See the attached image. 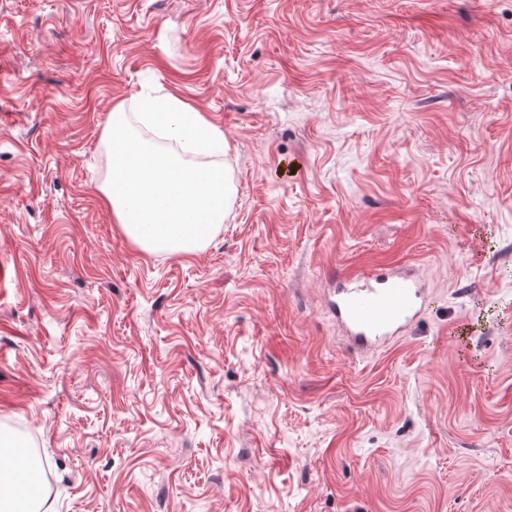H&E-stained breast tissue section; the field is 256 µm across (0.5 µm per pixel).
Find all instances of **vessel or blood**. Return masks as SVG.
Wrapping results in <instances>:
<instances>
[{
    "label": "vessel or blood",
    "mask_w": 512,
    "mask_h": 512,
    "mask_svg": "<svg viewBox=\"0 0 512 512\" xmlns=\"http://www.w3.org/2000/svg\"><path fill=\"white\" fill-rule=\"evenodd\" d=\"M424 304L422 286L390 267L346 269L329 295L337 327L356 350L365 353L403 335Z\"/></svg>",
    "instance_id": "obj_1"
}]
</instances>
